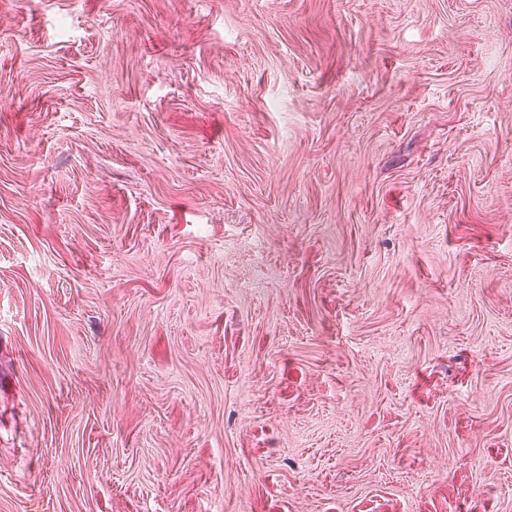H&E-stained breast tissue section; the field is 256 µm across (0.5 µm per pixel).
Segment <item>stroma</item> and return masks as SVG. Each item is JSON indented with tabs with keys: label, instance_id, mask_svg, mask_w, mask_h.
Segmentation results:
<instances>
[{
	"label": "stroma",
	"instance_id": "obj_1",
	"mask_svg": "<svg viewBox=\"0 0 512 512\" xmlns=\"http://www.w3.org/2000/svg\"><path fill=\"white\" fill-rule=\"evenodd\" d=\"M0 512H512V0H0Z\"/></svg>",
	"mask_w": 512,
	"mask_h": 512
}]
</instances>
